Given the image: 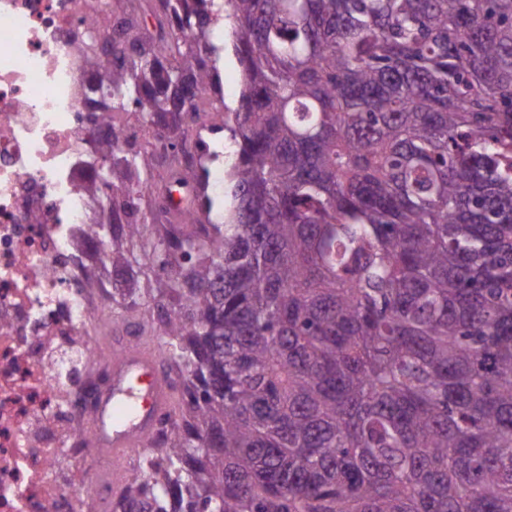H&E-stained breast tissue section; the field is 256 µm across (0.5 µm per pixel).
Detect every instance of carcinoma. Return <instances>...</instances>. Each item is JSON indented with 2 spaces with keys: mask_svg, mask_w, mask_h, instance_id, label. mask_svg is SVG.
I'll return each mask as SVG.
<instances>
[{
  "mask_svg": "<svg viewBox=\"0 0 512 512\" xmlns=\"http://www.w3.org/2000/svg\"><path fill=\"white\" fill-rule=\"evenodd\" d=\"M154 47L98 87L175 146L200 111L205 0H138ZM243 90L234 205L122 212L149 158L112 157V304L171 271L147 323L179 418L112 512H512V0H225ZM141 207V224H145L143 232L144 237H148L151 233L155 232V223L153 222L152 214L157 222L163 221L165 214L161 207L155 209V200L153 196H144L140 199ZM155 210V211H154Z\"/></svg>",
  "mask_w": 512,
  "mask_h": 512,
  "instance_id": "carcinoma-1",
  "label": "carcinoma"
}]
</instances>
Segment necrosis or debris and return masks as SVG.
I'll return each mask as SVG.
<instances>
[{"instance_id":"necrosis-or-debris-1","label":"necrosis or debris","mask_w":512,"mask_h":512,"mask_svg":"<svg viewBox=\"0 0 512 512\" xmlns=\"http://www.w3.org/2000/svg\"><path fill=\"white\" fill-rule=\"evenodd\" d=\"M110 5L0 0V512H105L112 495L92 423L112 346L90 341L112 285L84 273L97 241L87 184L101 146L129 139L87 104L113 62L98 47L120 36L101 25ZM64 345L84 353L74 386L52 356Z\"/></svg>"}]
</instances>
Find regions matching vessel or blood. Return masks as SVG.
Here are the masks:
<instances>
[{"label": "vessel or blood", "mask_w": 512, "mask_h": 512, "mask_svg": "<svg viewBox=\"0 0 512 512\" xmlns=\"http://www.w3.org/2000/svg\"><path fill=\"white\" fill-rule=\"evenodd\" d=\"M173 384L154 355L122 349L112 360V404L96 414L98 431H111L112 482L121 484L131 449L145 446L167 415Z\"/></svg>", "instance_id": "b4317fda"}]
</instances>
